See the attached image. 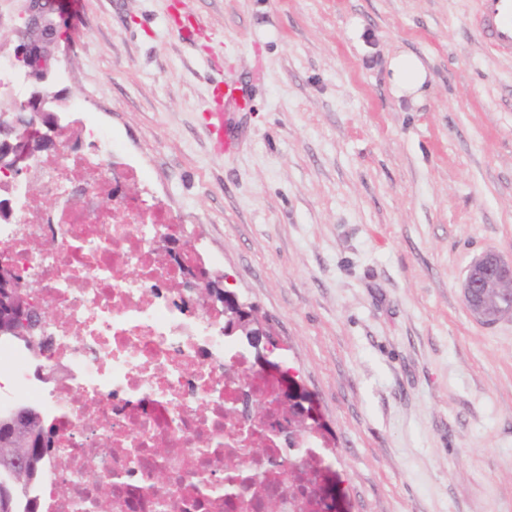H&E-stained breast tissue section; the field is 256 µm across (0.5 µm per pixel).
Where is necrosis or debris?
I'll return each instance as SVG.
<instances>
[{
	"instance_id": "4bbe7bcc",
	"label": "necrosis or debris",
	"mask_w": 512,
	"mask_h": 512,
	"mask_svg": "<svg viewBox=\"0 0 512 512\" xmlns=\"http://www.w3.org/2000/svg\"><path fill=\"white\" fill-rule=\"evenodd\" d=\"M88 140L31 163L29 183L48 197L34 205L29 183L0 175L19 221L0 225L19 285L45 311L47 352L33 361L21 345H0L15 390L44 410L56 439L34 491L36 512H266L248 481L226 496L223 471L207 449L248 454L251 479H311L322 455L292 448L285 435L252 452L231 434L228 409L272 398L273 381L246 377L248 358L224 321L188 315L171 288L181 274L159 232L178 218L126 192L140 174L110 138L91 128L63 131ZM248 418L241 414L239 425ZM302 471L281 472L284 454ZM111 495L95 496L101 483Z\"/></svg>"
}]
</instances>
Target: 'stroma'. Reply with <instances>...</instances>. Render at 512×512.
Returning <instances> with one entry per match:
<instances>
[{
  "label": "stroma",
  "instance_id": "stroma-1",
  "mask_svg": "<svg viewBox=\"0 0 512 512\" xmlns=\"http://www.w3.org/2000/svg\"><path fill=\"white\" fill-rule=\"evenodd\" d=\"M208 26L195 42L174 10ZM479 0H63V121L108 132L226 289L284 342L326 428L330 512H512V320L460 283L512 259V58ZM418 56L424 97L388 61ZM244 86L216 153L209 87ZM389 81L397 97H407L413 103L424 94L428 73L421 60L414 54L402 53L388 62Z\"/></svg>",
  "mask_w": 512,
  "mask_h": 512
}]
</instances>
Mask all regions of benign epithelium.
Returning <instances> with one entry per match:
<instances>
[{
	"mask_svg": "<svg viewBox=\"0 0 512 512\" xmlns=\"http://www.w3.org/2000/svg\"><path fill=\"white\" fill-rule=\"evenodd\" d=\"M26 30L36 27L44 32V39L23 38L14 50V57L29 69V75L45 81L52 71L54 56L48 50L56 37V26L49 21L58 12L60 0H24ZM61 96L50 95L34 88L23 100L7 88L0 89V115L11 116L10 127L21 130L14 138L0 141V170L12 179L21 181L29 177L30 161L43 150L56 145L59 129L49 117L55 116ZM169 252L179 259L182 274L203 282L207 277L193 265L182 244L168 241ZM466 308L476 321L492 325L499 320L512 318V261L504 260L498 253L487 250L474 259L466 269L462 283ZM20 296L18 273L14 265L0 260V315ZM31 303H23L14 314L9 329L0 321V333L5 331L24 341L34 353L42 348L33 337V324L27 316ZM190 312L216 311L224 315V332L230 336L244 337L254 349L252 367L259 372L276 377L281 391L276 399L288 403V429L293 431L294 445H300L308 436H324L322 424L316 417L306 391L288 376V371L272 361L270 356L279 349L273 334L263 328L257 309L241 302L235 293L214 285L208 293L191 297L187 302Z\"/></svg>",
	"mask_w": 512,
	"mask_h": 512,
	"instance_id": "1",
	"label": "benign epithelium"
}]
</instances>
